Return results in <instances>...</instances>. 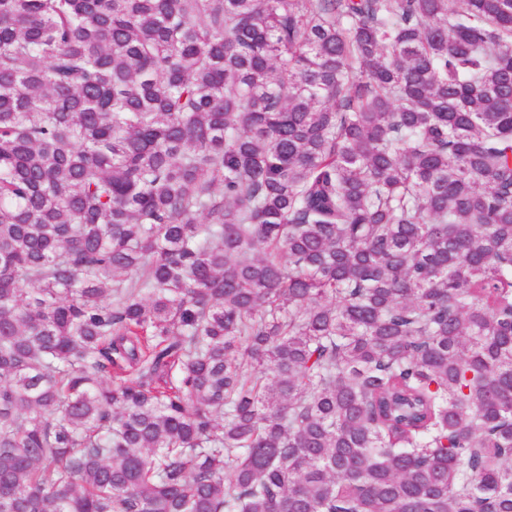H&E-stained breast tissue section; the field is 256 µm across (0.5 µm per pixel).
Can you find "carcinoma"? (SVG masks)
<instances>
[{
	"instance_id": "1",
	"label": "carcinoma",
	"mask_w": 512,
	"mask_h": 512,
	"mask_svg": "<svg viewBox=\"0 0 512 512\" xmlns=\"http://www.w3.org/2000/svg\"><path fill=\"white\" fill-rule=\"evenodd\" d=\"M0 512H512V0H0Z\"/></svg>"
}]
</instances>
